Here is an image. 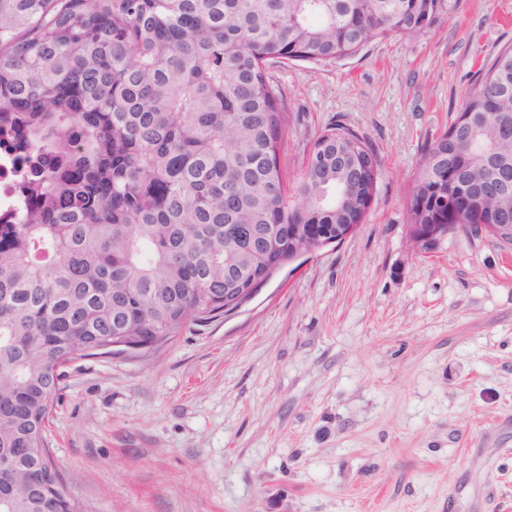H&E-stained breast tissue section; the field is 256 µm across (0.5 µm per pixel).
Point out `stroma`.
<instances>
[{
	"label": "stroma",
	"instance_id": "stroma-1",
	"mask_svg": "<svg viewBox=\"0 0 512 512\" xmlns=\"http://www.w3.org/2000/svg\"><path fill=\"white\" fill-rule=\"evenodd\" d=\"M512 43V0H456L426 34L271 68L296 181L340 123L380 163L340 245L143 358L64 369L46 437L84 512H512V252L407 236L423 145Z\"/></svg>",
	"mask_w": 512,
	"mask_h": 512
}]
</instances>
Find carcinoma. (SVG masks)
Listing matches in <instances>:
<instances>
[{"label":"carcinoma","mask_w":512,"mask_h":512,"mask_svg":"<svg viewBox=\"0 0 512 512\" xmlns=\"http://www.w3.org/2000/svg\"><path fill=\"white\" fill-rule=\"evenodd\" d=\"M446 0H0V141L33 178L0 223V512H83L45 430L70 362L149 352L224 314L266 247L284 261L369 208L378 159L335 124L288 193L289 116L266 67L415 37ZM411 224L512 228V46L425 143Z\"/></svg>","instance_id":"cac0c4a2"}]
</instances>
